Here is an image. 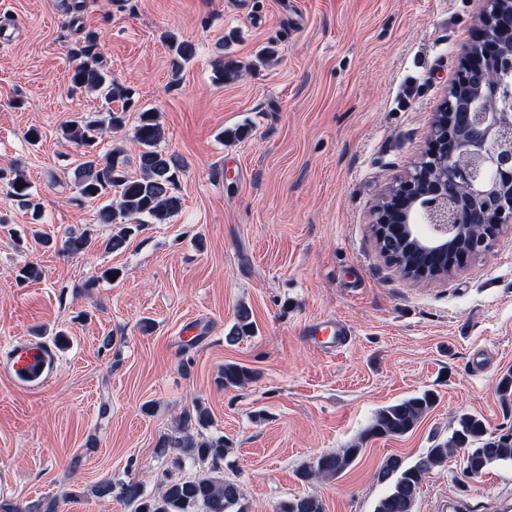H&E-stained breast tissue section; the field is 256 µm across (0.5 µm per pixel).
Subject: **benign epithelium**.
I'll return each mask as SVG.
<instances>
[{
	"instance_id": "1",
	"label": "benign epithelium",
	"mask_w": 512,
	"mask_h": 512,
	"mask_svg": "<svg viewBox=\"0 0 512 512\" xmlns=\"http://www.w3.org/2000/svg\"><path fill=\"white\" fill-rule=\"evenodd\" d=\"M479 29L463 50L426 147L372 215L379 252L395 228L420 251L448 257L401 277L434 283L486 252L512 225V0H480Z\"/></svg>"
}]
</instances>
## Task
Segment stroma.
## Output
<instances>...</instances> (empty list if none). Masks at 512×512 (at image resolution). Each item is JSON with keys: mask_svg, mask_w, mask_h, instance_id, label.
Instances as JSON below:
<instances>
[{"mask_svg": "<svg viewBox=\"0 0 512 512\" xmlns=\"http://www.w3.org/2000/svg\"><path fill=\"white\" fill-rule=\"evenodd\" d=\"M477 0H0V169L19 165L40 204L22 208L0 180V502L61 499L62 512H134L101 500L98 482L130 479L157 495L164 480L194 477L161 449L185 413L207 406L197 438L223 437L222 477L243 512H275L318 497L325 512H374L391 456L411 465L451 435L461 416L488 433L512 429V229L448 280L403 279L378 253L372 213L409 172L464 46ZM98 35L130 108L72 89L75 43ZM194 44L180 75L168 36ZM226 55L246 64L215 83ZM126 110L120 146L138 171L137 114L155 111L161 150L183 166L181 208L147 224L125 247L68 255L37 241L68 231L93 240L100 201L77 200L82 161L60 139L72 117ZM41 140L29 144L27 131ZM39 265L43 277L19 282ZM119 279L101 280L103 269ZM252 332L227 334L238 306ZM152 328L142 332V319ZM349 343L330 348L324 319ZM20 340L48 344L55 368L28 390L7 356ZM234 362L254 380L224 388ZM431 390L437 400L412 431L366 437L381 408ZM154 412H147L146 403ZM360 444L330 480H301L320 455ZM466 450L425 475L415 512L512 505V463L468 476Z\"/></svg>", "mask_w": 512, "mask_h": 512, "instance_id": "1", "label": "stroma"}]
</instances>
